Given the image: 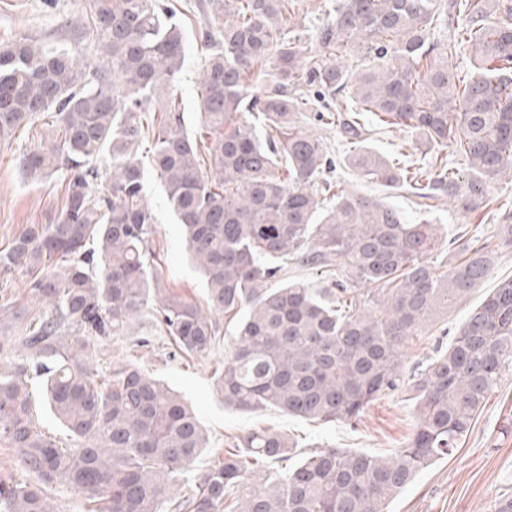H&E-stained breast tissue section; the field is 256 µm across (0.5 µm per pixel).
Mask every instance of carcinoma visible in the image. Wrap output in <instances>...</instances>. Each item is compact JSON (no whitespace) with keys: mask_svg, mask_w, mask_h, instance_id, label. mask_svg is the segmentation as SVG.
I'll return each instance as SVG.
<instances>
[{"mask_svg":"<svg viewBox=\"0 0 512 512\" xmlns=\"http://www.w3.org/2000/svg\"><path fill=\"white\" fill-rule=\"evenodd\" d=\"M208 46L198 79L201 132L183 128L175 87L184 60L176 11L163 0H90L91 64L22 37L0 48V146L52 118L58 136L21 161L24 176L64 183L60 214L0 251V274L26 277L27 306L8 323L19 345L0 368V440L28 478L0 480V512H389L423 470L458 450L503 373L512 369V278L469 310L411 374L405 348L488 276L496 251L462 233L440 271V227L409 223L383 200L331 194L336 162L306 131L335 108L358 175L404 190L430 211L488 206V183L512 180V0H339L311 38L290 34L288 0H206ZM463 17L444 35L453 13ZM471 49L462 77L457 59ZM358 51L365 65L346 64ZM459 105L452 111L453 105ZM400 124L433 150L422 176L364 144L358 113ZM166 188L209 310L164 287L143 196L141 148ZM453 146L467 179L438 161ZM497 237L512 245V214ZM336 267L324 288L282 279L285 264ZM188 355L234 321L216 371L224 406L277 407L325 422H357L378 397L409 389L411 438L388 458L343 448L285 468L296 444L250 432L186 486L208 448L194 408L131 362L103 370L91 344L129 332L149 306ZM69 433L59 446L37 425L33 383Z\"/></svg>","mask_w":512,"mask_h":512,"instance_id":"1","label":"carcinoma"}]
</instances>
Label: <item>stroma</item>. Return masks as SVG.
<instances>
[{
	"instance_id": "35a3bbf8",
	"label": "stroma",
	"mask_w": 512,
	"mask_h": 512,
	"mask_svg": "<svg viewBox=\"0 0 512 512\" xmlns=\"http://www.w3.org/2000/svg\"><path fill=\"white\" fill-rule=\"evenodd\" d=\"M183 24L184 63L176 86L181 102L182 122L187 132H195L199 122L197 80L206 54L202 28L204 17L199 0H172ZM88 0H0V46L28 36L69 50H89L83 42ZM363 135L371 147L391 160L411 168L430 170V157L417 144L412 132L385 126L369 112L358 117ZM54 132L46 122H37L21 133L19 143L0 148V250L27 225L47 224L61 204V182L51 178L40 183L28 181L20 168L24 152L50 142ZM334 180L353 191L382 198L395 205L409 220L420 219L406 193H393L363 181L350 167L334 171ZM143 193L155 219L154 249L167 288L198 305H206L205 282L190 262L180 224L169 205L164 184L147 174ZM491 203L476 213H460L448 201H441L432 216L443 226L444 238H453L460 225L487 239L494 233L502 205L512 206V183L497 181L490 189ZM499 258L484 282L468 300L448 313L449 327H457L466 313L478 305L500 279L512 277V246H499ZM150 337V348L131 352L134 338ZM231 347L227 337L219 338L205 354L181 353L172 339L161 331L153 310H145L130 325L126 336L111 339L97 352L98 360H133L140 369L158 379L190 402L209 437V446L194 464L205 471L223 457L226 449L251 431L272 429L290 436L301 455L332 446L388 457L412 436L415 427L413 402L408 392L385 395L375 400L354 424L325 423L288 415L278 409L260 412L236 411L224 406L213 381L224 355ZM512 494V371L504 372L500 384L485 400L473 429L452 457L422 471L389 505L390 512H491L502 494Z\"/></svg>"
}]
</instances>
